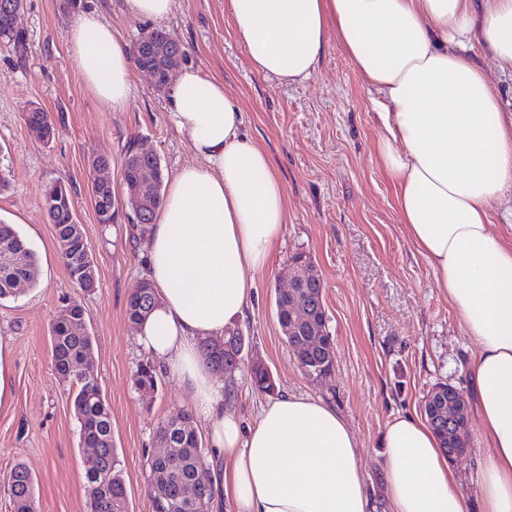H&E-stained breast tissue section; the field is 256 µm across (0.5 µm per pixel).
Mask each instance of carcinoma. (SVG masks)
<instances>
[{"mask_svg": "<svg viewBox=\"0 0 512 512\" xmlns=\"http://www.w3.org/2000/svg\"><path fill=\"white\" fill-rule=\"evenodd\" d=\"M26 34L20 29L0 26V42L15 48L24 47ZM27 124L36 131L46 128L55 134L56 128L50 113L35 107L25 115ZM123 181L141 180L145 191L151 196L150 207L140 212L131 209L136 222L152 223L162 202L163 169L160 158L155 154L127 149L122 164ZM94 210L98 223H112V208L115 195L112 184L95 183L91 188ZM43 205L49 223L54 225L57 248L69 279L86 290L93 287L84 283L81 270L82 260L90 252L83 229L76 227L73 216V203L70 187L62 180L52 183L46 190ZM9 245L26 259V266L12 269L0 267V300L14 298L20 292L16 281L24 280L32 286L25 267L37 262L36 253L19 235L14 225L0 221V247ZM156 303L155 289L142 280L132 289L127 304V320L131 328H137L151 312ZM83 309L77 302L62 307L50 324L51 355L54 370L72 383V405L79 422L80 442L89 448L98 449L96 465L85 472V489L89 512H129L128 493L122 472L121 461L112 433L110 406L99 384L97 373L85 370L82 365L93 346L90 335L79 333ZM280 328H288L291 334L285 336L293 347L308 338V332L296 328L288 319L287 312L277 313ZM242 336L234 332L227 337L224 346L218 348L208 342L201 344L202 354L211 367L221 372H232L238 368L236 356L242 348ZM304 373L309 377H330L334 370L333 338L326 334L319 338L317 345L301 355ZM157 366L152 361L138 365L135 383L140 387H153L157 384ZM252 385L261 393L275 394L276 383L270 374L261 367L250 372ZM157 442L170 449L164 458H150L149 496L152 512H206L213 494L212 483L206 469L200 466L204 457L203 441L193 425L192 415L183 411L175 420L167 419L156 430ZM199 483L201 502L194 506L182 498L183 484ZM7 486L12 498L14 512H36L34 479L21 464L15 465L8 476Z\"/></svg>", "mask_w": 512, "mask_h": 512, "instance_id": "carcinoma-1", "label": "carcinoma"}]
</instances>
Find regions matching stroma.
I'll use <instances>...</instances> for the list:
<instances>
[{
  "mask_svg": "<svg viewBox=\"0 0 512 512\" xmlns=\"http://www.w3.org/2000/svg\"><path fill=\"white\" fill-rule=\"evenodd\" d=\"M24 0L18 25L25 50L0 46V164L11 186L0 193V220L13 224L37 254L34 287L0 302V341L12 350L14 402L0 410V512H13L7 476L24 463L35 479L37 512H87L85 469L91 449L79 442L72 385L51 362L49 326L60 308L78 302L93 338L91 361L112 412L130 512H152L148 455L159 424L189 409L176 378L159 370L155 388L134 374L146 355L126 318L128 296L144 278L142 255L150 227L126 207L121 162L128 147L152 152L172 177L194 163L189 142L167 117L164 93L145 71L134 74L127 105L106 109L85 86L66 44L79 11L97 9L126 43L162 28L186 51L180 68L222 81L244 114L245 128L266 149L287 196V223L267 269L255 275L256 296L236 324L245 356L260 360L279 393L320 399L355 430L358 465L376 503L385 499L379 439L397 414L422 415V400L437 383L468 389L476 349L454 307L410 241L396 207V189L379 159L378 94L354 71L343 46L328 38L314 76L301 84L255 73L236 38L226 0H176L163 23L131 15L124 0ZM53 116L57 133L37 138L25 122L29 109ZM116 195L111 223H98L89 193L94 157ZM71 187L77 218L95 257L97 286L81 291L69 280L43 208L50 183ZM306 253L323 282L335 365L329 381L301 372L279 327L274 296L288 288L293 253ZM268 395L258 392L248 366L224 378V405L243 425L253 423ZM465 452L452 462L471 506H478L485 441L470 425Z\"/></svg>",
  "mask_w": 512,
  "mask_h": 512,
  "instance_id": "stroma-1",
  "label": "stroma"
}]
</instances>
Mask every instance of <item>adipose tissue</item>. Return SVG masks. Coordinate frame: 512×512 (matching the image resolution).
Segmentation results:
<instances>
[{"mask_svg":"<svg viewBox=\"0 0 512 512\" xmlns=\"http://www.w3.org/2000/svg\"><path fill=\"white\" fill-rule=\"evenodd\" d=\"M254 71L309 80L328 27L380 97V158L400 220L477 343L469 375L489 442L481 512H512V243L490 213L512 189V113L470 57L490 53L512 72V0H228ZM68 52L108 110L128 101L130 48L99 12L72 24ZM167 115L197 161L169 180L152 224L146 278L158 302L136 341L176 377L225 465L209 512H373L357 464L358 439L319 399L285 395L242 426L199 350L241 319L287 222L285 186L244 129L222 82L188 68L166 87ZM385 512H468L461 482L429 424L385 425Z\"/></svg>","mask_w":512,"mask_h":512,"instance_id":"ef3b65f1","label":"adipose tissue"}]
</instances>
